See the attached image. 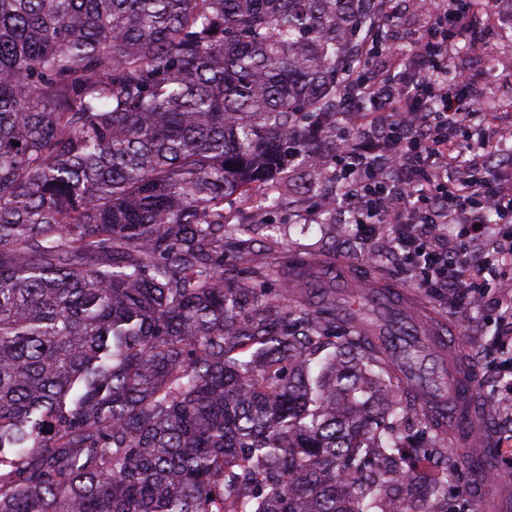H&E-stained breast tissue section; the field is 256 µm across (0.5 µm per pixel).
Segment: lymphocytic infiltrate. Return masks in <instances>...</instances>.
<instances>
[{
    "mask_svg": "<svg viewBox=\"0 0 512 512\" xmlns=\"http://www.w3.org/2000/svg\"><path fill=\"white\" fill-rule=\"evenodd\" d=\"M469 12V0H430V21L405 52L366 40L361 56L385 57V71L346 68L345 96L377 130L338 141L339 202L357 236L389 228L410 286L478 308L512 368V174L477 153L461 158L473 138L467 79L449 82L443 68Z\"/></svg>",
    "mask_w": 512,
    "mask_h": 512,
    "instance_id": "obj_1",
    "label": "lymphocytic infiltrate"
}]
</instances>
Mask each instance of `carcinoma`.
Returning <instances> with one entry per match:
<instances>
[{
    "mask_svg": "<svg viewBox=\"0 0 512 512\" xmlns=\"http://www.w3.org/2000/svg\"><path fill=\"white\" fill-rule=\"evenodd\" d=\"M382 2L0 0V512H448L415 337L336 341V274L272 235L245 265L299 171L336 196Z\"/></svg>",
    "mask_w": 512,
    "mask_h": 512,
    "instance_id": "obj_1",
    "label": "carcinoma"
}]
</instances>
